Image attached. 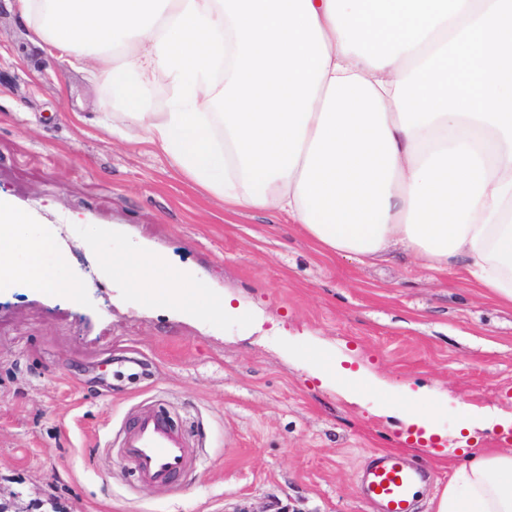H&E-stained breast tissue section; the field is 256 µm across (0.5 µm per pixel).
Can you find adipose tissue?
<instances>
[{
	"label": "adipose tissue",
	"mask_w": 512,
	"mask_h": 512,
	"mask_svg": "<svg viewBox=\"0 0 512 512\" xmlns=\"http://www.w3.org/2000/svg\"><path fill=\"white\" fill-rule=\"evenodd\" d=\"M68 62L90 56L133 127L224 203L282 211L325 253L399 249L434 270L458 261L512 306V0H15ZM464 57L482 99L449 93ZM176 86L148 112L149 78ZM46 231L0 201V277L60 287ZM142 297L189 314L195 274L165 273L142 240L107 256ZM307 361L344 377L332 350ZM446 403L404 389L400 417L433 434ZM435 512H512V450L460 459Z\"/></svg>",
	"instance_id": "1"
}]
</instances>
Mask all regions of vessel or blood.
<instances>
[{"mask_svg":"<svg viewBox=\"0 0 512 512\" xmlns=\"http://www.w3.org/2000/svg\"><path fill=\"white\" fill-rule=\"evenodd\" d=\"M125 467L145 484L184 491L192 469L185 437L161 410L141 407L129 421L120 444ZM426 477L422 467L403 454L375 452L357 485L359 496L378 505L379 512H413L416 489Z\"/></svg>","mask_w":512,"mask_h":512,"instance_id":"vessel-or-blood-1","label":"vessel or blood"}]
</instances>
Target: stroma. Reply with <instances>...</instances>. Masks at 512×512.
Instances as JSON below:
<instances>
[{
    "label": "stroma",
    "mask_w": 512,
    "mask_h": 512,
    "mask_svg": "<svg viewBox=\"0 0 512 512\" xmlns=\"http://www.w3.org/2000/svg\"><path fill=\"white\" fill-rule=\"evenodd\" d=\"M103 95L94 66L33 42L0 0V198L59 231L68 281L0 285V512H375L356 485L386 449L432 471L417 512H434L464 442L458 405L512 414V307L460 265L329 257L285 213L225 209L147 138L111 132ZM91 224L106 230L92 244ZM142 239L198 274L197 316L104 267ZM224 293L260 322L212 311ZM315 344L380 387L324 385L301 357ZM407 385L448 399L431 441L399 418ZM156 402L201 461L178 495L113 453L131 412ZM464 443L512 448V432L477 427Z\"/></svg>",
    "instance_id": "stroma-1"
}]
</instances>
